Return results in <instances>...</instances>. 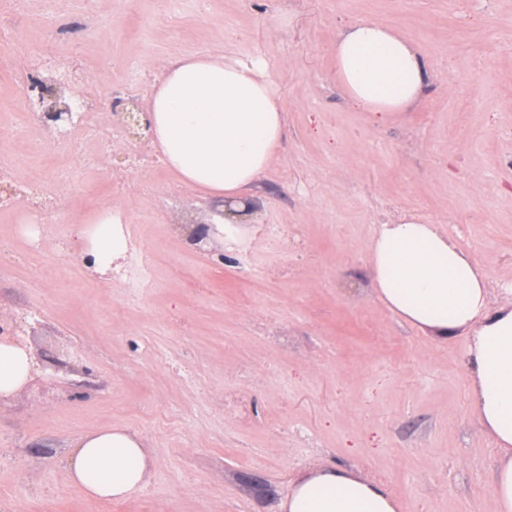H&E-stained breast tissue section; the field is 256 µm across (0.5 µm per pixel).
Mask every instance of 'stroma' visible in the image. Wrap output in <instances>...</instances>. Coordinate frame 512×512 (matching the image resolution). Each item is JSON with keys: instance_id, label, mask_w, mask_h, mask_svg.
<instances>
[{"instance_id": "35a3bbf8", "label": "stroma", "mask_w": 512, "mask_h": 512, "mask_svg": "<svg viewBox=\"0 0 512 512\" xmlns=\"http://www.w3.org/2000/svg\"><path fill=\"white\" fill-rule=\"evenodd\" d=\"M40 75L92 103L113 132L124 88L149 91L179 55L259 56L288 132L253 188L263 218L231 245L191 246L184 216L210 203L113 132L94 166L65 150L15 81L0 38V169L70 173L38 209L0 184V321L41 367L0 405V512H280L317 465L381 483L402 512H494L497 451L469 399L468 339L440 343L374 294L367 245L410 213L439 225L512 286V0H28ZM400 31L433 76L410 111L375 121L336 82L332 46L352 22ZM152 182L147 198L120 182ZM112 207L142 241L155 285L89 272L78 229ZM37 224L39 237L24 227ZM277 224L279 236L265 227ZM242 393L247 418L226 412ZM122 425L154 460L149 483L96 500L71 483L82 434Z\"/></svg>"}]
</instances>
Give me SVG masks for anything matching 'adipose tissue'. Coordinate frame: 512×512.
Instances as JSON below:
<instances>
[{"mask_svg": "<svg viewBox=\"0 0 512 512\" xmlns=\"http://www.w3.org/2000/svg\"><path fill=\"white\" fill-rule=\"evenodd\" d=\"M334 58L336 81L350 104L385 118L413 107L432 78L421 52L376 21L344 28ZM147 106L158 160L203 198L224 201L217 231L257 223L251 190L287 129L266 60L221 52L179 57L152 84ZM121 221L105 208L78 231L97 276H111L126 257ZM369 266L376 296L401 319L441 342L468 336L471 407L499 452L492 479L496 512H512V300L489 307L486 270L438 225L412 214L381 226L369 245ZM33 369L26 346L0 340V398L23 387ZM152 467L141 439L122 426L83 434L67 459L72 483L102 499L141 491ZM280 512L401 510L379 483L321 466L292 484Z\"/></svg>", "mask_w": 512, "mask_h": 512, "instance_id": "1", "label": "adipose tissue"}]
</instances>
